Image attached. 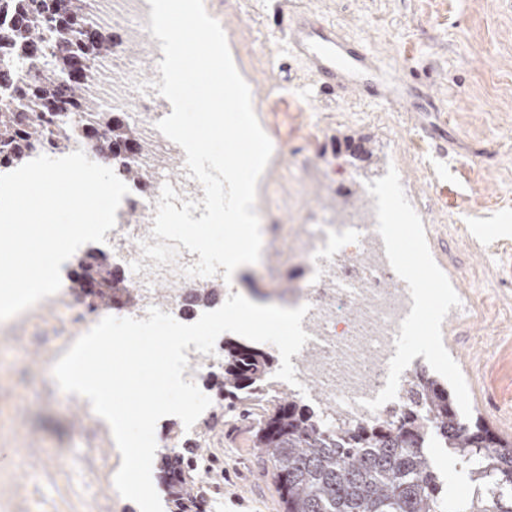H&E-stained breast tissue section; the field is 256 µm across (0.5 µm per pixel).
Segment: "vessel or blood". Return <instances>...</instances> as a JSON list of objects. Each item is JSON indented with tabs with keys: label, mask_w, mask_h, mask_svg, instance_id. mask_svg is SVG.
<instances>
[{
	"label": "vessel or blood",
	"mask_w": 512,
	"mask_h": 512,
	"mask_svg": "<svg viewBox=\"0 0 512 512\" xmlns=\"http://www.w3.org/2000/svg\"><path fill=\"white\" fill-rule=\"evenodd\" d=\"M285 31L289 53L318 76L324 94L385 103L409 113L415 124H424L414 102L415 85L389 75L366 42L351 41L339 26L308 10L286 18Z\"/></svg>",
	"instance_id": "vessel-or-blood-1"
}]
</instances>
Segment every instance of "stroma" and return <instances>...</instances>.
I'll return each instance as SVG.
<instances>
[{"label":"stroma","instance_id":"35a3bbf8","mask_svg":"<svg viewBox=\"0 0 512 512\" xmlns=\"http://www.w3.org/2000/svg\"><path fill=\"white\" fill-rule=\"evenodd\" d=\"M365 40L384 68L417 79L441 124L420 132L406 113L357 98H323L303 64L289 58L273 16L277 0H204L222 25L234 63L252 92L273 155L255 206L293 233L303 225L350 220L345 193L399 173L433 259L474 311L450 308L443 343L468 386L473 416L499 427L512 408V0H295ZM367 137L371 164L336 154L344 139ZM278 271L270 278L266 266ZM305 269L279 249L235 271L227 293L277 304ZM77 293L35 304L0 322V512H74L81 497L136 512L117 497L122 457L108 423L56 385L54 347L76 330ZM100 480L89 481L86 449ZM222 473L208 512H281L271 475L258 464L252 431L232 413L204 443ZM431 453L451 496L480 487L441 446Z\"/></svg>","mask_w":512,"mask_h":512}]
</instances>
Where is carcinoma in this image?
I'll list each match as a JSON object with an SVG mask.
<instances>
[{
	"label": "carcinoma",
	"mask_w": 512,
	"mask_h": 512,
	"mask_svg": "<svg viewBox=\"0 0 512 512\" xmlns=\"http://www.w3.org/2000/svg\"><path fill=\"white\" fill-rule=\"evenodd\" d=\"M0 0V169L16 168L37 154L63 153L81 136L110 160L123 181L143 184L141 159L169 167L178 157L159 150L126 118L90 95L101 81L100 64L122 42L97 29L89 0ZM27 66L18 75L14 60ZM138 143L130 155L126 144ZM112 263L105 255L83 267L82 277L107 286ZM270 352L239 342L224 344V365L212 386L230 408L251 421L262 470L277 484L282 512H512V442L482 420L463 421L448 390L425 370L405 380L401 408L360 425L336 416L328 429L321 414L269 381ZM437 438L487 486L484 497L452 500L429 450ZM199 438L164 452L160 469L172 489L170 512H205L207 488L195 463Z\"/></svg>",
	"instance_id": "1"
}]
</instances>
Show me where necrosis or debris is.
<instances>
[{
	"label": "necrosis or debris",
	"mask_w": 512,
	"mask_h": 512,
	"mask_svg": "<svg viewBox=\"0 0 512 512\" xmlns=\"http://www.w3.org/2000/svg\"><path fill=\"white\" fill-rule=\"evenodd\" d=\"M103 28L117 27L133 39L141 52L154 54L149 30L151 6L147 0H98ZM113 75L99 99L112 110L132 116L139 131L162 149L172 143L156 128V94L143 90L135 63L113 57ZM145 187L124 196L116 212V226L106 232L105 250L112 266L126 276L139 306L131 317L146 318L153 306L158 281L173 283L165 312L184 322L193 319L190 303L205 286L202 278L183 276V267L198 261L180 242L144 235L141 225L129 223L135 210H155L163 186L153 167H146ZM270 244L285 245L289 258L316 260L317 266L295 282L285 299L287 307L308 306L302 328L310 338L291 362L302 385L316 384L328 411H340L351 421L364 422L372 412L365 400L375 399L386 385L389 360L400 323L412 300L397 287L377 228L358 220L344 224H311L302 238L279 236L277 227L263 224Z\"/></svg>",
	"instance_id": "necrosis-or-debris-1"
}]
</instances>
